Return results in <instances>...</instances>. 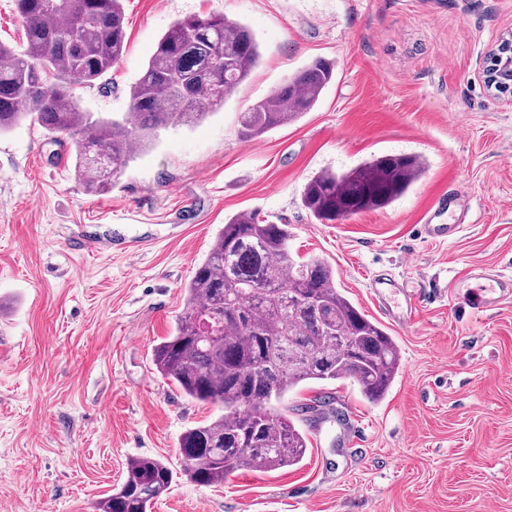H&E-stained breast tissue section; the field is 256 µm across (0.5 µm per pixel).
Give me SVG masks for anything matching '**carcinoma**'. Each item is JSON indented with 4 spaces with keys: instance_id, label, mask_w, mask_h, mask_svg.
<instances>
[{
    "instance_id": "cac0c4a2",
    "label": "carcinoma",
    "mask_w": 512,
    "mask_h": 512,
    "mask_svg": "<svg viewBox=\"0 0 512 512\" xmlns=\"http://www.w3.org/2000/svg\"><path fill=\"white\" fill-rule=\"evenodd\" d=\"M24 16L26 48L0 43V132L25 118L76 146V173L103 192L164 127L194 126L224 105L260 61L259 44L222 14L187 17L159 39L129 90L130 111L94 117L73 91L72 76L92 85L123 55L122 0H14ZM335 65L316 59L241 113L238 134L255 139L298 121L333 81ZM425 171L415 155H383L348 172H325L305 186L302 202L319 222L383 209ZM288 224L250 212L229 218L185 286L175 331L153 349L157 370L191 400L223 414L180 436L182 470L193 482L221 485L239 470L296 465L307 437L272 402L307 382L350 381L380 400L400 368L392 336L338 288L323 258L292 257ZM160 459L135 457L121 487L97 512H149L170 487Z\"/></svg>"
}]
</instances>
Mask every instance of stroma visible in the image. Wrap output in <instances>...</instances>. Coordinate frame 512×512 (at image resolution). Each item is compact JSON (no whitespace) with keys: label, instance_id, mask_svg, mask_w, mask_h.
I'll return each mask as SVG.
<instances>
[{"label":"stroma","instance_id":"35a3bbf8","mask_svg":"<svg viewBox=\"0 0 512 512\" xmlns=\"http://www.w3.org/2000/svg\"><path fill=\"white\" fill-rule=\"evenodd\" d=\"M127 45L84 111L119 116L170 24L222 13L255 35L251 75L199 126L160 129L110 192L87 191L75 145L25 120L0 134V512H94L129 458L175 476L151 512H512V300L477 311L469 270L512 278V101L491 98L485 55L512 32V0H123ZM317 58L336 77L311 112L252 141L238 117ZM385 154L428 167L390 206L320 223L309 179ZM458 186L470 208L450 239L417 233ZM255 211L291 225L292 255L323 257L345 295L398 344L387 395L308 382L281 410L309 440L300 463L204 486L179 438L216 408L152 362L184 286L225 221ZM85 242L77 250L75 242ZM383 279L413 283L407 322L376 305Z\"/></svg>","mask_w":512,"mask_h":512}]
</instances>
